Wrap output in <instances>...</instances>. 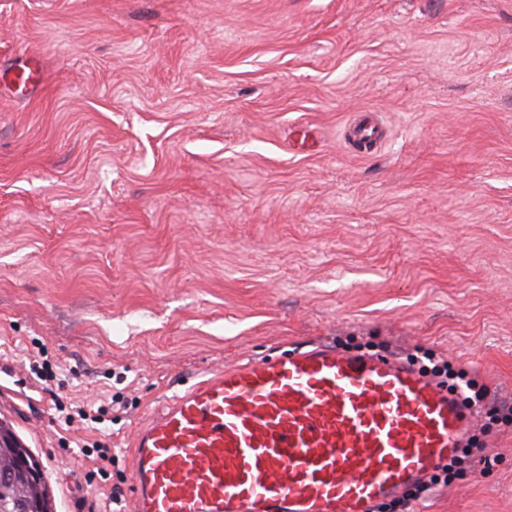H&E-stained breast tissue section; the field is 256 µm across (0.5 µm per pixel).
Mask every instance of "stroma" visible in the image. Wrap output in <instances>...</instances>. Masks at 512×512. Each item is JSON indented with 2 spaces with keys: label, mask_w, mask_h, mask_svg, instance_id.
<instances>
[{
  "label": "stroma",
  "mask_w": 512,
  "mask_h": 512,
  "mask_svg": "<svg viewBox=\"0 0 512 512\" xmlns=\"http://www.w3.org/2000/svg\"><path fill=\"white\" fill-rule=\"evenodd\" d=\"M28 60L40 89L0 83V419L52 512L129 499L164 396L318 339L484 384L486 461L421 505L512 512V0H0V72ZM30 347L76 378L46 391ZM116 391L99 430L54 418ZM383 131L373 115L358 118L349 128L348 140L359 148L369 151L377 149L381 144Z\"/></svg>",
  "instance_id": "obj_1"
}]
</instances>
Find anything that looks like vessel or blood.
Masks as SVG:
<instances>
[{"label":"vessel or blood","mask_w":512,"mask_h":512,"mask_svg":"<svg viewBox=\"0 0 512 512\" xmlns=\"http://www.w3.org/2000/svg\"><path fill=\"white\" fill-rule=\"evenodd\" d=\"M383 131L364 115L348 139ZM478 419L394 356L308 344L211 372L133 443L134 512H374L446 464Z\"/></svg>","instance_id":"obj_1"}]
</instances>
